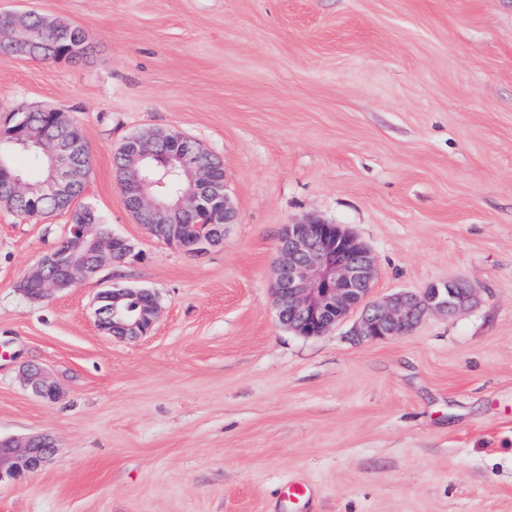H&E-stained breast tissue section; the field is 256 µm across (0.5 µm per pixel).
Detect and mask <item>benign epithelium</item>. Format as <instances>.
I'll return each instance as SVG.
<instances>
[{
    "mask_svg": "<svg viewBox=\"0 0 512 512\" xmlns=\"http://www.w3.org/2000/svg\"><path fill=\"white\" fill-rule=\"evenodd\" d=\"M15 36L8 44L15 53L26 55L30 46L43 44L48 36L59 35L58 23L46 21L36 27L15 25ZM160 136L146 132L124 142L127 161L117 168L118 179L129 210L138 223L156 232L160 224L175 234L181 225L172 223L176 214H198L208 200L223 206L224 223L202 221L204 232L193 241H172L184 250L202 252L224 241V225L236 220V211L226 193V181L213 183L206 194L191 189L175 203L165 205L144 191L141 163L153 156ZM12 142L44 150L46 174L35 187L22 177L8 175L0 186L19 211L30 195L54 199L72 205L87 183L91 164L85 163V144L59 134L45 124H21ZM70 236L63 240L67 250L53 248L42 254L37 268L21 285L24 295L39 302L52 293L74 286L92 277L107 261L129 257L134 247L112 235L103 224H70ZM376 266L370 251L338 224L319 220L284 226L278 246L277 277L274 284L279 320L298 334L320 336L357 313L352 336L359 342H375L409 333L427 311L452 314L472 299V289L463 281L432 284L421 294L401 293L384 303L370 300L376 280ZM149 294L141 288L113 286L102 291L97 309L100 330L137 337L154 326L158 302L144 306L140 298ZM23 380L40 398L54 402L60 388L42 367L31 364L23 371ZM55 442L49 436L26 439H0V481L7 478L22 485L53 454Z\"/></svg>",
    "mask_w": 512,
    "mask_h": 512,
    "instance_id": "obj_1",
    "label": "benign epithelium"
}]
</instances>
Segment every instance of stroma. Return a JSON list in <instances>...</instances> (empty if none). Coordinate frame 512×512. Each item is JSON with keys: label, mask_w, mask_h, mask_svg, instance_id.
Listing matches in <instances>:
<instances>
[{"label": "stroma", "mask_w": 512, "mask_h": 512, "mask_svg": "<svg viewBox=\"0 0 512 512\" xmlns=\"http://www.w3.org/2000/svg\"><path fill=\"white\" fill-rule=\"evenodd\" d=\"M30 11L88 51L0 46V113L64 112L92 166L71 210L0 206V437L56 442L0 481V512H512V0H0V21ZM144 129L222 160L223 245L137 223L114 155ZM83 209L134 256L29 301ZM310 218L369 247L375 299L458 279L475 299L372 344L349 321L298 335L276 260ZM112 285L155 294L149 333L99 330ZM30 363L59 400L24 385Z\"/></svg>", "instance_id": "stroma-1"}]
</instances>
